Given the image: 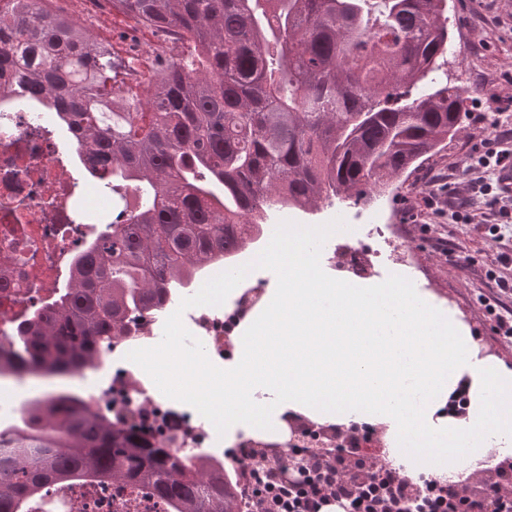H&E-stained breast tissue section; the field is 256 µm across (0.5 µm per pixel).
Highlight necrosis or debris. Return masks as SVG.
Wrapping results in <instances>:
<instances>
[{
  "mask_svg": "<svg viewBox=\"0 0 512 512\" xmlns=\"http://www.w3.org/2000/svg\"><path fill=\"white\" fill-rule=\"evenodd\" d=\"M77 158L68 133L48 123L35 104L0 98V335L53 298L74 255L120 214L111 199L97 197L91 177L70 176ZM378 260L374 251L349 243L319 257L328 274L346 280L369 276ZM257 263L253 257L241 264L228 310L200 301L203 288L224 279L223 264L211 266L192 288L141 320L135 336L112 345V360L83 375L81 397L108 416L126 407L138 410L139 423L172 450L216 455L224 446L223 424L199 412L193 399L177 403L164 396L156 375L138 360L178 332L192 343L181 364L191 370L223 368L225 324L241 323L261 302L253 283ZM201 351L206 359H198ZM46 494L63 500L56 512H164L156 497L144 496L133 484L92 495L76 484L52 485Z\"/></svg>",
  "mask_w": 512,
  "mask_h": 512,
  "instance_id": "1",
  "label": "necrosis or debris"
}]
</instances>
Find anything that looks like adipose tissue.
Listing matches in <instances>:
<instances>
[{"mask_svg": "<svg viewBox=\"0 0 512 512\" xmlns=\"http://www.w3.org/2000/svg\"><path fill=\"white\" fill-rule=\"evenodd\" d=\"M266 260L280 278L240 325L223 373L168 374L170 397H195L229 442L279 439L302 416L379 426L405 474L453 484L488 449L512 456V371L481 355L453 311L421 288L332 282L294 233Z\"/></svg>", "mask_w": 512, "mask_h": 512, "instance_id": "obj_1", "label": "adipose tissue"}]
</instances>
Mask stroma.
<instances>
[{
  "mask_svg": "<svg viewBox=\"0 0 512 512\" xmlns=\"http://www.w3.org/2000/svg\"><path fill=\"white\" fill-rule=\"evenodd\" d=\"M448 29L454 54L448 59V79L466 92L468 115L458 133L437 154L391 180L387 187L371 191L365 205L381 218L398 224L403 233L401 254L415 272L402 280V287H428L437 303L453 309L468 326L479 345L494 351L496 359L512 369V341L498 336L493 323L478 302L489 293L484 278L487 268L512 278V265H500V253L512 255V241L495 242L480 224H455L447 214L428 207L427 183L436 180L437 193L463 189V164L474 147L492 138L494 124L505 118L512 122V108L499 114L488 108L491 97L512 99V0H448ZM108 40L119 55L137 52L140 59L168 55L170 43L163 33L142 28L131 17L106 8L104 20L93 32ZM353 201L320 203L311 214L283 210L275 214L278 224H318L328 241L351 234ZM472 257L474 265L461 269L449 264L439 242Z\"/></svg>",
  "mask_w": 512,
  "mask_h": 512,
  "instance_id": "obj_1",
  "label": "stroma"
}]
</instances>
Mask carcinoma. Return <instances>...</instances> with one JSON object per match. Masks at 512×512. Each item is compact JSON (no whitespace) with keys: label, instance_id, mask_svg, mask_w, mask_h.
I'll return each instance as SVG.
<instances>
[{"label":"carcinoma","instance_id":"carcinoma-1","mask_svg":"<svg viewBox=\"0 0 512 512\" xmlns=\"http://www.w3.org/2000/svg\"><path fill=\"white\" fill-rule=\"evenodd\" d=\"M0 0V81L72 133L127 217L72 260L66 287L0 335V378L64 376L132 333L284 208L359 202L462 123L464 91L432 76L448 54L447 0H112L187 52L156 69L52 15ZM0 456V512L49 485L136 483L167 512H228L223 461L176 454L80 395L21 405Z\"/></svg>","mask_w":512,"mask_h":512}]
</instances>
